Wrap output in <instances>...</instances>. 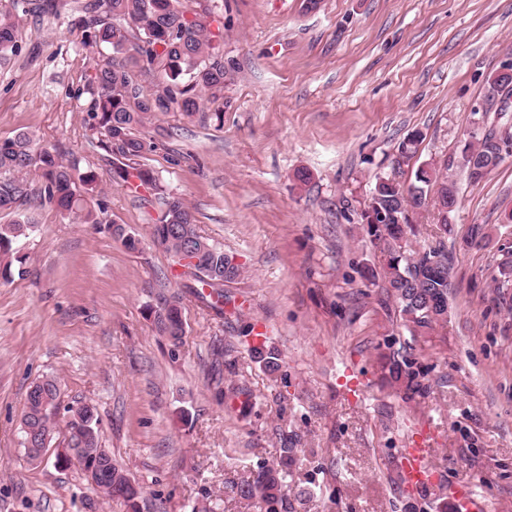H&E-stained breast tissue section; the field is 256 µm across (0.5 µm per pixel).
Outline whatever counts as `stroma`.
<instances>
[{
	"label": "stroma",
	"mask_w": 512,
	"mask_h": 512,
	"mask_svg": "<svg viewBox=\"0 0 512 512\" xmlns=\"http://www.w3.org/2000/svg\"><path fill=\"white\" fill-rule=\"evenodd\" d=\"M86 0H54L18 15L19 50L0 66V140L25 130L100 175L108 222L137 233L127 250L110 233L53 207L17 248L28 273L0 280V512H126L53 451L27 458L21 418L30 387L56 378L60 402L88 403L102 443L145 488L143 512H259L233 488L301 438L288 482L312 492L295 512H416L468 484L488 512H512V311L491 276L512 250V156L473 182L457 161L484 108L512 131V105L489 78L512 62V0H198L223 46L222 127L171 112L147 125L144 162L191 207L201 233L242 268L224 309L204 306L172 276L150 240L159 205L113 181L86 127L92 52L78 20ZM416 137L402 169L401 144ZM448 162L457 188L446 241L453 261L448 313L411 337L380 281V255L360 219L377 176L414 180ZM307 171V181L295 174ZM485 225L480 244L471 225ZM181 295L187 334L172 347L147 309ZM267 329L281 367L250 353ZM410 347L430 392L404 402L379 381L378 343ZM351 366L362 390L346 395ZM253 394L252 404L234 387ZM428 433L435 482H400L397 461Z\"/></svg>",
	"instance_id": "obj_1"
}]
</instances>
